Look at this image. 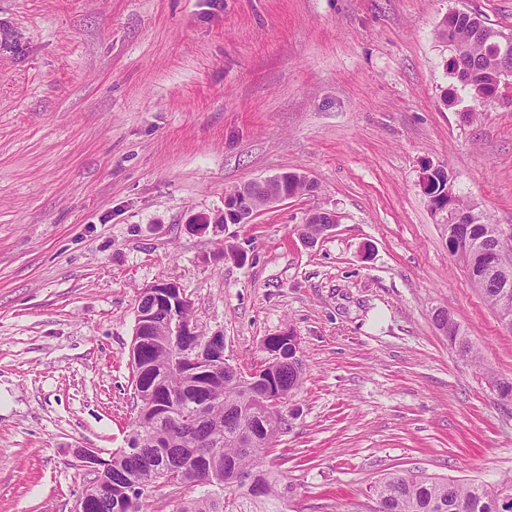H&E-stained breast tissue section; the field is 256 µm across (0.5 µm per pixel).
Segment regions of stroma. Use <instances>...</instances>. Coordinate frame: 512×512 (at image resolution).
<instances>
[{
    "instance_id": "obj_1",
    "label": "stroma",
    "mask_w": 512,
    "mask_h": 512,
    "mask_svg": "<svg viewBox=\"0 0 512 512\" xmlns=\"http://www.w3.org/2000/svg\"><path fill=\"white\" fill-rule=\"evenodd\" d=\"M455 10L512 34V0H0V512H72L94 477L76 449L125 447L136 308L161 280L241 370L296 336L266 459L286 512H371L400 470L512 476L490 382L512 381V328L421 188L444 169L512 256V88L448 102ZM287 171L314 191L217 225L226 194ZM320 211L337 224L307 243ZM435 320H437L438 327L448 336V340L452 345L457 346L463 353L468 354L471 352L469 341L465 336H462L460 325L453 316L451 317L450 314L444 311L437 313Z\"/></svg>"
}]
</instances>
